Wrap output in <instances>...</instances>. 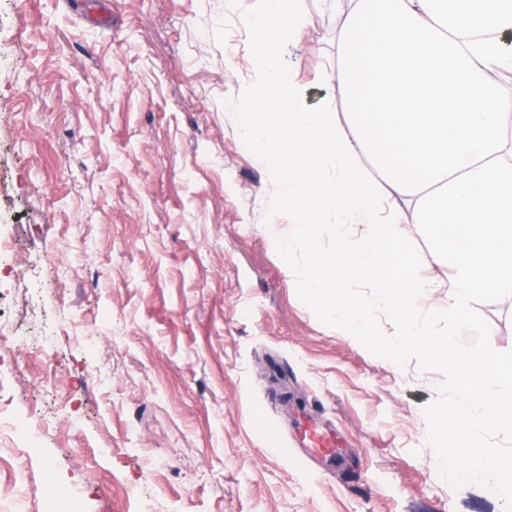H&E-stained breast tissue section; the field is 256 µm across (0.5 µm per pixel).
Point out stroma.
<instances>
[{
  "label": "stroma",
  "instance_id": "35a3bbf8",
  "mask_svg": "<svg viewBox=\"0 0 512 512\" xmlns=\"http://www.w3.org/2000/svg\"><path fill=\"white\" fill-rule=\"evenodd\" d=\"M255 3L6 0L0 212L26 257L65 243L71 274L0 280V337L37 313L63 380L39 447L0 439V512H55L64 489L80 512H503L427 435L447 369L389 363L320 315L288 272L305 255L273 242L281 191L241 125ZM306 6L282 62L315 106L338 21ZM447 303L431 289L418 321L512 362V288L473 299L472 326ZM46 362L1 371L0 407L32 404ZM279 386L346 438L335 469L298 459Z\"/></svg>",
  "mask_w": 512,
  "mask_h": 512
}]
</instances>
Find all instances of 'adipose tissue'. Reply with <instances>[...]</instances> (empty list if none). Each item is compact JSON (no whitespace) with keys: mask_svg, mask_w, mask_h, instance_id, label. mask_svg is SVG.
I'll list each match as a JSON object with an SVG mask.
<instances>
[{"mask_svg":"<svg viewBox=\"0 0 512 512\" xmlns=\"http://www.w3.org/2000/svg\"><path fill=\"white\" fill-rule=\"evenodd\" d=\"M342 23L336 54L319 80L328 90L309 107L284 43L308 23L304 0H260L246 19L255 78L240 96L244 133L270 177L285 189L290 230L276 237L286 257L304 252L299 291L353 336L398 362L417 351L458 385L430 430L450 477L512 490V451L484 432L512 430V365L418 326V303L448 291L462 313L488 287L512 288V0H321ZM335 223L332 248L315 228ZM436 242L447 273H422L400 250L409 225ZM370 288L350 294L351 285ZM373 310L395 319L379 340Z\"/></svg>","mask_w":512,"mask_h":512,"instance_id":"adipose-tissue-1","label":"adipose tissue"}]
</instances>
